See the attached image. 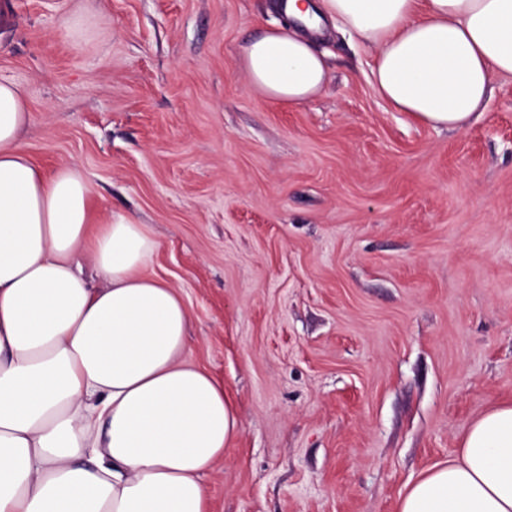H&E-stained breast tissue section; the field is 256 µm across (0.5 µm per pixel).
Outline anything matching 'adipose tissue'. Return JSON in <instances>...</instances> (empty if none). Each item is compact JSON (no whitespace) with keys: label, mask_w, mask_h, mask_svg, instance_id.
I'll use <instances>...</instances> for the list:
<instances>
[{"label":"adipose tissue","mask_w":512,"mask_h":512,"mask_svg":"<svg viewBox=\"0 0 512 512\" xmlns=\"http://www.w3.org/2000/svg\"><path fill=\"white\" fill-rule=\"evenodd\" d=\"M240 47L249 87L299 105L328 81L325 21L375 52L391 111L466 129L512 77V0H286ZM27 91L0 80V512H208L202 478L240 429L224 386L186 358L189 312L147 274L159 248L125 214L93 223L82 167L21 143ZM89 261L96 280L82 274ZM398 512H512V405L474 420Z\"/></svg>","instance_id":"adipose-tissue-1"}]
</instances>
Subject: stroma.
<instances>
[{
  "mask_svg": "<svg viewBox=\"0 0 512 512\" xmlns=\"http://www.w3.org/2000/svg\"><path fill=\"white\" fill-rule=\"evenodd\" d=\"M273 3L0 0V78L27 89L31 156L89 177L93 220L147 224L187 358L240 410L209 512H396L512 403V78L466 130L433 127L330 27L325 89L274 103L238 62Z\"/></svg>",
  "mask_w": 512,
  "mask_h": 512,
  "instance_id": "35a3bbf8",
  "label": "stroma"
}]
</instances>
